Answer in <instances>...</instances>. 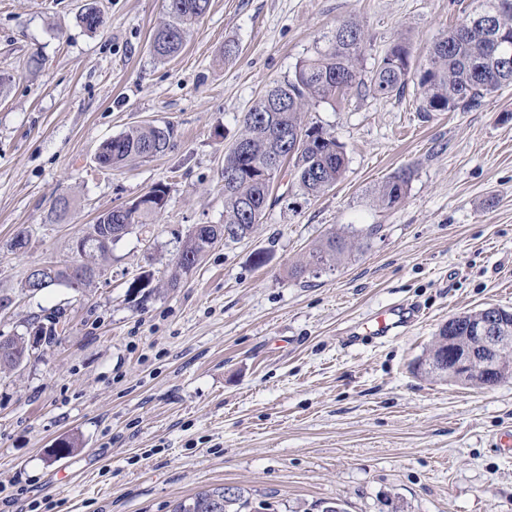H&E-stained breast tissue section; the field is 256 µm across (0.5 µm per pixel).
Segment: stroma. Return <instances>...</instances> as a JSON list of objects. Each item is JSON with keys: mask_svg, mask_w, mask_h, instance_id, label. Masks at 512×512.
<instances>
[{"mask_svg": "<svg viewBox=\"0 0 512 512\" xmlns=\"http://www.w3.org/2000/svg\"><path fill=\"white\" fill-rule=\"evenodd\" d=\"M85 2L0 0V336L58 308L68 320L0 371V512H170L219 485L250 512H388L390 497L404 512H512V379L416 369L449 318L512 309V85L453 112L420 111L412 84L317 103L305 121L343 144V178L317 197L281 185L250 237L168 284L192 228L223 223L224 153L270 82L349 20L366 27L365 67L402 34L422 62L473 0H210L168 61L150 51L166 0H94V32ZM147 124L173 126L165 153L97 164L104 141ZM406 167L405 198L382 207L378 187ZM159 183L165 210L95 255L104 273L82 292L23 290L32 266L72 259L100 214ZM371 225L334 270L290 277L326 233ZM144 271L143 301L128 286ZM392 306L419 309L407 334L355 335ZM63 439L75 448L55 456Z\"/></svg>", "mask_w": 512, "mask_h": 512, "instance_id": "obj_1", "label": "stroma"}]
</instances>
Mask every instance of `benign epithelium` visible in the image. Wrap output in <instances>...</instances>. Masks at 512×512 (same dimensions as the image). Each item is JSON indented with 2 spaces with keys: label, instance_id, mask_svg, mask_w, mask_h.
<instances>
[{
  "label": "benign epithelium",
  "instance_id": "benign-epithelium-1",
  "mask_svg": "<svg viewBox=\"0 0 512 512\" xmlns=\"http://www.w3.org/2000/svg\"><path fill=\"white\" fill-rule=\"evenodd\" d=\"M483 313L466 338L455 335L457 319H448V335L439 337L436 348L423 358L424 371L486 386L511 377L508 348L512 346V311L490 306Z\"/></svg>",
  "mask_w": 512,
  "mask_h": 512
}]
</instances>
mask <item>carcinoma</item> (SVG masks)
I'll return each mask as SVG.
<instances>
[{
	"instance_id": "1",
	"label": "carcinoma",
	"mask_w": 512,
	"mask_h": 512,
	"mask_svg": "<svg viewBox=\"0 0 512 512\" xmlns=\"http://www.w3.org/2000/svg\"><path fill=\"white\" fill-rule=\"evenodd\" d=\"M210 0H167L168 21L155 32L150 43L152 54L169 60L180 54L186 35L208 11ZM79 20L89 31L104 24L96 5L85 4ZM367 50L365 25L345 21L322 35L314 54L301 61L294 76L267 86L243 117L240 138L247 150L230 147L224 152V223L205 229L211 237L227 224H238L254 231L270 206L276 178L266 175L260 163L278 155L292 164L291 175L299 191L316 197L338 183L346 168L344 146L333 132L316 125H306L303 117L318 102L336 98L362 87L380 98L400 94L409 82H416L419 110L453 112L481 102L504 85L512 84V0H477L473 12L460 25L435 38L425 59L412 68V46L405 37L394 40L371 70L364 67ZM173 127L144 125L105 141L101 146L100 165L120 164L134 158H151L164 153ZM412 171L401 169L380 186L378 200L392 208L405 197ZM168 193L162 192L149 207L137 202L122 212V223L150 224L165 208ZM111 220L99 216L93 231L101 239L92 240L87 248L106 253L112 247L104 225ZM379 226L350 234L332 232L306 256V261L291 270V275L331 270L345 254L362 247L363 241L376 234ZM212 244L205 238H187L180 249L182 262L175 265L171 281L176 282L185 268L201 260ZM91 276L77 279L65 269L55 279L37 285L38 292L56 286L80 291ZM63 312L56 310L30 326L47 340L64 325ZM29 333L11 337V349L0 354V368H17V360L29 347ZM225 486L209 488L174 503L172 512H242L248 502L241 494L224 497Z\"/></svg>"
}]
</instances>
